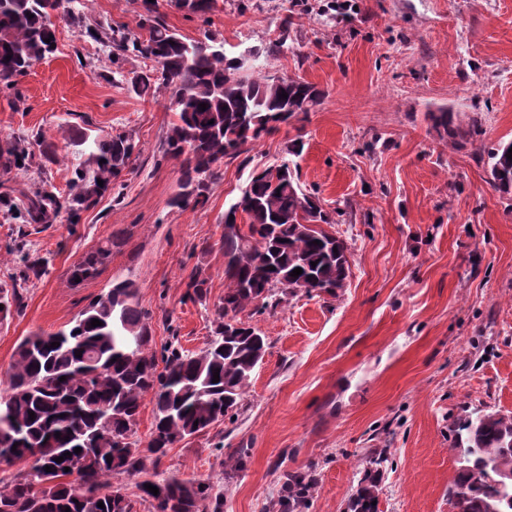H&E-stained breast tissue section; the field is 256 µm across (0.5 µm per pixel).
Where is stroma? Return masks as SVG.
<instances>
[{
	"instance_id": "stroma-1",
	"label": "stroma",
	"mask_w": 512,
	"mask_h": 512,
	"mask_svg": "<svg viewBox=\"0 0 512 512\" xmlns=\"http://www.w3.org/2000/svg\"><path fill=\"white\" fill-rule=\"evenodd\" d=\"M335 2L215 0L199 17L154 0L184 37L213 34L227 56L258 53L255 72L325 93L304 120L225 159L206 203L183 210L170 204L179 163L161 155L176 119L167 93L136 96L130 81L144 60L124 62L113 80L109 49L57 20L55 55L0 89V137L44 133L61 161L42 174H0V184L22 191L42 177L67 197L83 161L65 141L73 128L130 133L140 152L120 192L78 223L29 225L28 248L46 272L0 323V381L22 338L69 327L124 279L139 286L155 352L174 339L203 348L224 295V212L253 169L287 159L299 137L300 183L346 242L351 276L337 297L300 294L254 313L268 348L235 417L171 448L157 470L209 482L223 512H284L288 474L309 472L306 512H345L367 449L386 447L379 512H451L454 416L512 414V199L487 166L488 153L512 141V0H351L345 13ZM283 33L286 47L267 53ZM441 106L478 118L463 146L442 141L428 121ZM108 241L96 272L70 283L69 267ZM205 241L212 251L202 252ZM198 267L209 290L193 304L183 294ZM239 448L238 467H226Z\"/></svg>"
}]
</instances>
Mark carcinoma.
Segmentation results:
<instances>
[{
	"instance_id": "obj_1",
	"label": "carcinoma",
	"mask_w": 512,
	"mask_h": 512,
	"mask_svg": "<svg viewBox=\"0 0 512 512\" xmlns=\"http://www.w3.org/2000/svg\"><path fill=\"white\" fill-rule=\"evenodd\" d=\"M73 2L0 0V86H14L18 76L52 54L57 45L53 16L59 13L112 48L113 61H151L132 79L131 91L138 96L169 93L176 121L163 140L162 154L179 161L180 192L171 200L173 207L204 204L224 159L239 157L321 102L322 91L303 79L286 77L275 83L267 76L242 73L244 66L225 55L223 41L209 33L199 39L183 38L156 14L149 0H134L144 9L139 22L146 30L144 37L104 26L85 12L91 0H82L84 11L77 14L70 7ZM170 5L202 16L212 10L214 0H170ZM48 37L51 41L44 42ZM429 117L442 138L460 144L465 136L462 123L454 121L448 108ZM69 142L88 153L86 166L73 170L69 197L61 199L44 183L24 195L19 207L5 193L0 205L8 217L24 224H51L66 210L78 218L80 211L95 206L118 186L137 147L124 131L93 139L82 131L72 132ZM511 148L512 142L500 146L488 161L490 182L510 195L512 160L506 154ZM59 162L57 145L39 133L0 140L3 175ZM274 171L280 173L275 180ZM239 212L247 215L245 230L233 220ZM313 219L321 226L311 227ZM329 223L320 199L303 191L290 162L255 169L224 214L219 243L224 297L204 348L189 352L172 342L157 357L150 348L149 313L140 306L138 285L130 279L112 283L69 329L24 337L8 368L7 387L0 393V471L17 469L9 481L0 480V512H88L89 497L104 504L95 512H136L137 501L124 493L126 477L140 478V502L148 504V512H221L222 496L209 483L162 477L149 465L238 409L267 348L266 336L243 320L248 309H276L285 296L299 291L334 295L346 287L347 246L323 228ZM111 248L109 241L88 254L70 269L69 280L93 275ZM296 268L302 274L293 277ZM29 278L26 274L12 288L0 289L1 321L11 314V307L19 306L20 289ZM208 284L204 270L195 269L186 282L184 300H206ZM93 319L102 325L91 326ZM53 342L59 346H51ZM148 396L155 418L142 449L134 436ZM452 451L458 456L448 486L454 512H512V415L479 411L458 418ZM60 456L64 460L58 463L55 458ZM387 462L385 450L369 451V467L348 500L347 512H378L375 502ZM47 466L52 470L45 471ZM66 467L70 471H64ZM147 484L159 493H151ZM314 484L308 473L288 475L289 512L305 505Z\"/></svg>"
}]
</instances>
